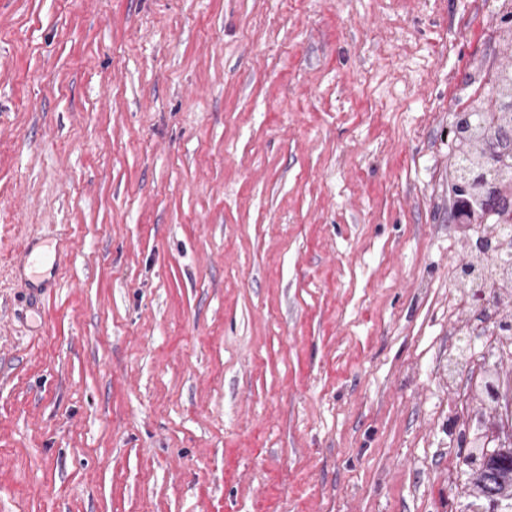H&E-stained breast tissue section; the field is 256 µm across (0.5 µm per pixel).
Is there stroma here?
Instances as JSON below:
<instances>
[{
	"label": "stroma",
	"instance_id": "1",
	"mask_svg": "<svg viewBox=\"0 0 512 512\" xmlns=\"http://www.w3.org/2000/svg\"><path fill=\"white\" fill-rule=\"evenodd\" d=\"M510 12L0 0V512H468L507 418L448 384V129ZM470 346L512 386V335Z\"/></svg>",
	"mask_w": 512,
	"mask_h": 512
}]
</instances>
